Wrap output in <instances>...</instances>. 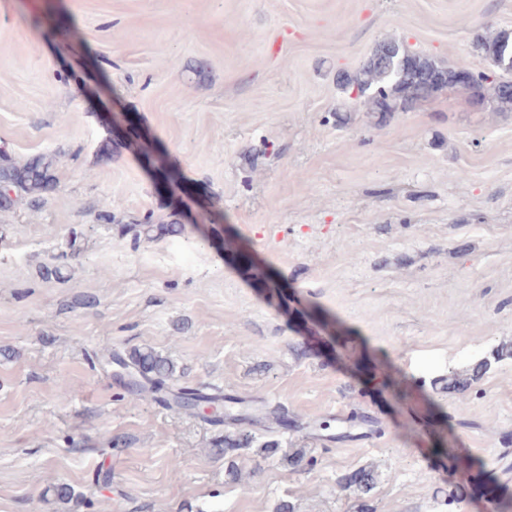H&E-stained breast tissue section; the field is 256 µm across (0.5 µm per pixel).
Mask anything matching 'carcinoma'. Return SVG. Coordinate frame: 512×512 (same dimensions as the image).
Returning a JSON list of instances; mask_svg holds the SVG:
<instances>
[{"label":"carcinoma","instance_id":"cac0c4a2","mask_svg":"<svg viewBox=\"0 0 512 512\" xmlns=\"http://www.w3.org/2000/svg\"><path fill=\"white\" fill-rule=\"evenodd\" d=\"M476 50L488 59L500 74L472 72V105L484 110L497 111L512 109V32L507 30L478 33L475 36ZM459 65H448L434 58L401 49L398 41L389 38L376 43L365 61L354 72L337 75L339 86L356 98L363 100L368 110L381 116L393 112H409L419 102L436 93L457 87L455 73ZM57 160L53 154H41L24 162L7 159L0 161V211H9L19 204L37 208L58 188L55 176ZM135 236H150L155 231L159 236H178L182 228L177 224L153 225L150 219L129 225ZM512 359V343H502L462 373L448 372L440 383L449 391L463 393L481 379L490 369L492 362ZM115 362L130 370L132 380L129 390L168 408L178 410H201L211 407L222 410L213 419L215 424H239L244 420L242 412H233L232 404L239 400L221 394L208 393L200 388L177 387V366L170 358L151 348H135L128 357L114 356ZM255 436L245 429L226 431L212 441L214 455L231 459L237 451L249 448ZM434 453L447 458L451 468L470 473L469 481L486 494H493V481L482 472H472L468 458L454 453L451 448H436ZM376 486L372 471L358 469L340 481L344 490H353L361 495L369 494Z\"/></svg>","mask_w":512,"mask_h":512}]
</instances>
